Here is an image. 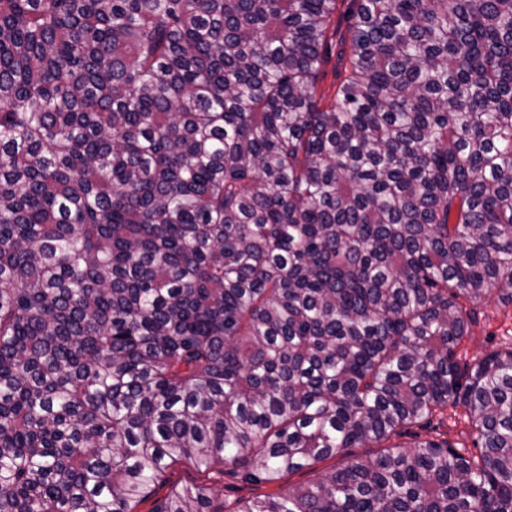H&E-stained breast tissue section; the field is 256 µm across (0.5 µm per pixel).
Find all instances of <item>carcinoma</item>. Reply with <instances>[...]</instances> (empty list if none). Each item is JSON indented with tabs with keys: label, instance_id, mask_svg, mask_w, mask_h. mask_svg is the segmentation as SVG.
<instances>
[{
	"label": "carcinoma",
	"instance_id": "1",
	"mask_svg": "<svg viewBox=\"0 0 512 512\" xmlns=\"http://www.w3.org/2000/svg\"><path fill=\"white\" fill-rule=\"evenodd\" d=\"M493 294L512 0H0V512L370 447L234 512H512V348L457 355ZM450 407L476 451L386 445Z\"/></svg>",
	"mask_w": 512,
	"mask_h": 512
}]
</instances>
